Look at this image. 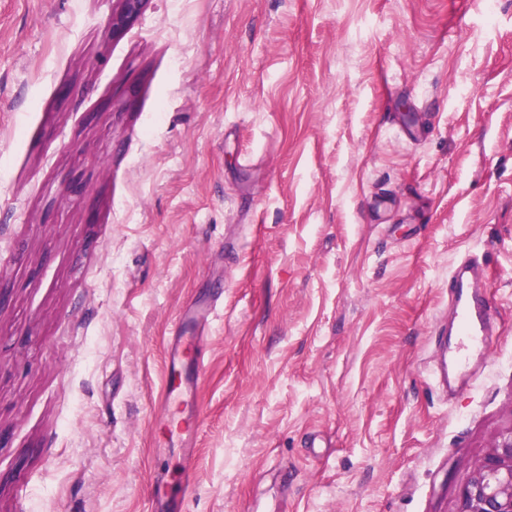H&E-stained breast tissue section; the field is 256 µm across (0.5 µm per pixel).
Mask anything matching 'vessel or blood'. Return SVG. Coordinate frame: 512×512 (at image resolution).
I'll return each mask as SVG.
<instances>
[{
	"label": "vessel or blood",
	"mask_w": 512,
	"mask_h": 512,
	"mask_svg": "<svg viewBox=\"0 0 512 512\" xmlns=\"http://www.w3.org/2000/svg\"><path fill=\"white\" fill-rule=\"evenodd\" d=\"M486 268L476 256L464 257L449 276L451 304L456 321V340L451 360L456 368H463L471 354L487 355L494 332L484 307L481 288ZM214 306L187 308L180 315L174 334L167 346L165 375L161 396L167 401L186 398L196 390L202 371L201 363H188L184 353L203 344L206 324ZM183 499L174 496L168 482L154 478L151 486V512H183Z\"/></svg>",
	"instance_id": "obj_1"
}]
</instances>
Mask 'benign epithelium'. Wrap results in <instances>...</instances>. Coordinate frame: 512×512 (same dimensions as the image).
<instances>
[{"instance_id": "1", "label": "benign epithelium", "mask_w": 512, "mask_h": 512, "mask_svg": "<svg viewBox=\"0 0 512 512\" xmlns=\"http://www.w3.org/2000/svg\"><path fill=\"white\" fill-rule=\"evenodd\" d=\"M105 33L121 35L139 14L143 0H120ZM458 512H512V428L498 434L459 495Z\"/></svg>"}]
</instances>
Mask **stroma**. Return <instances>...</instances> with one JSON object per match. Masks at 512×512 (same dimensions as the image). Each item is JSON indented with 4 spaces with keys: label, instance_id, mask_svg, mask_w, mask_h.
<instances>
[{
    "label": "stroma",
    "instance_id": "1",
    "mask_svg": "<svg viewBox=\"0 0 512 512\" xmlns=\"http://www.w3.org/2000/svg\"><path fill=\"white\" fill-rule=\"evenodd\" d=\"M119 8L0 0V512H148L209 300L187 512H458L512 426V0ZM468 253L503 334L450 395ZM143 1L145 0H120L121 10L112 16L105 30L106 35L112 38L121 35L128 24L139 14ZM216 304L201 308L188 307L180 315L174 330V336L167 346L165 375L161 397L165 401L181 400L196 390L202 371V362L186 363L184 353L190 347L203 344L206 338V324L209 316L214 314Z\"/></svg>",
    "mask_w": 512,
    "mask_h": 512
}]
</instances>
